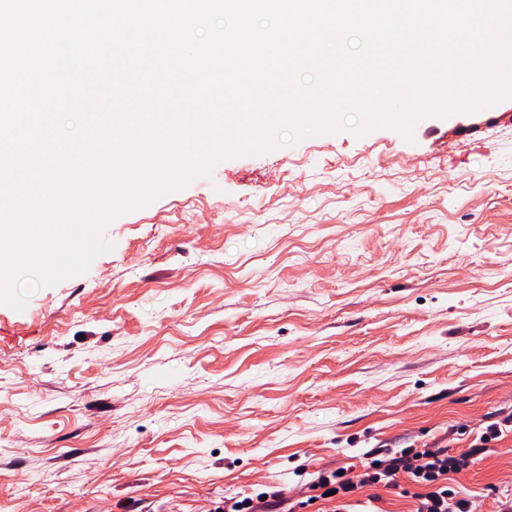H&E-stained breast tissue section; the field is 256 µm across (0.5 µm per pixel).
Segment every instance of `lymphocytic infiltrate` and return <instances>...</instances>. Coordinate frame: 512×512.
<instances>
[{
  "label": "lymphocytic infiltrate",
  "mask_w": 512,
  "mask_h": 512,
  "mask_svg": "<svg viewBox=\"0 0 512 512\" xmlns=\"http://www.w3.org/2000/svg\"><path fill=\"white\" fill-rule=\"evenodd\" d=\"M512 427V414L501 422L489 425L476 437L468 452L454 455L448 449L404 448L389 453L379 462L368 463L359 475L338 473L335 470L319 472L308 486L306 501L287 502L280 492L267 497H232L225 499L221 512H304L306 506L325 502L327 493L344 500L364 487H398L400 479L417 486L415 512H472V501L462 496L452 483V477L466 469L490 443L501 440L505 427Z\"/></svg>",
  "instance_id": "obj_1"
}]
</instances>
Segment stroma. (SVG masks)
Here are the masks:
<instances>
[{"label":"stroma","instance_id":"stroma-1","mask_svg":"<svg viewBox=\"0 0 512 512\" xmlns=\"http://www.w3.org/2000/svg\"><path fill=\"white\" fill-rule=\"evenodd\" d=\"M0 304V512H209L512 412V99L219 162ZM512 491V435L455 477Z\"/></svg>","mask_w":512,"mask_h":512}]
</instances>
